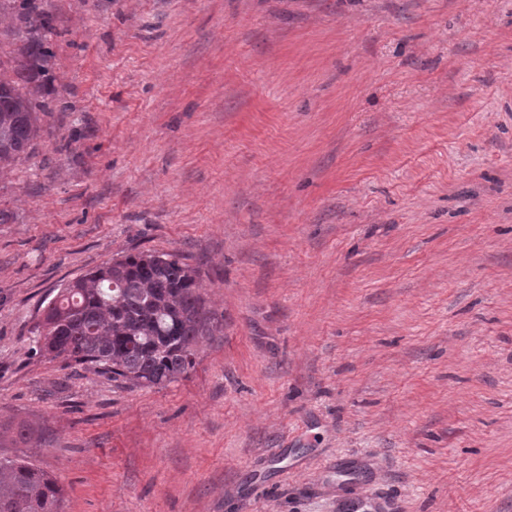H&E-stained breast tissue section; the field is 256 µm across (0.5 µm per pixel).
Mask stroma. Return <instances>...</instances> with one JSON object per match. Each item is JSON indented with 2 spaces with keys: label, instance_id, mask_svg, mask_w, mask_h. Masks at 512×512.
I'll return each instance as SVG.
<instances>
[{
  "label": "stroma",
  "instance_id": "35a3bbf8",
  "mask_svg": "<svg viewBox=\"0 0 512 512\" xmlns=\"http://www.w3.org/2000/svg\"><path fill=\"white\" fill-rule=\"evenodd\" d=\"M0 180V458L63 512H512V0H33ZM194 267L190 374L37 353L64 285ZM25 32L39 31L40 37L25 38L17 56L0 57V177L18 160L28 156L41 136L37 104L39 86L35 71L47 52V33L53 34L49 19L30 11L18 16Z\"/></svg>",
  "mask_w": 512,
  "mask_h": 512
}]
</instances>
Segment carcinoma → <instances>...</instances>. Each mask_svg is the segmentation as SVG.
<instances>
[{
	"label": "carcinoma",
	"instance_id": "carcinoma-1",
	"mask_svg": "<svg viewBox=\"0 0 512 512\" xmlns=\"http://www.w3.org/2000/svg\"><path fill=\"white\" fill-rule=\"evenodd\" d=\"M17 55L0 59V177L41 137L36 70L49 19L24 11ZM197 271L176 253L127 254L67 284L32 330L52 359L112 374L133 387L165 386L194 368L199 338L210 331ZM57 480L17 459H0V512H62Z\"/></svg>",
	"mask_w": 512,
	"mask_h": 512
}]
</instances>
